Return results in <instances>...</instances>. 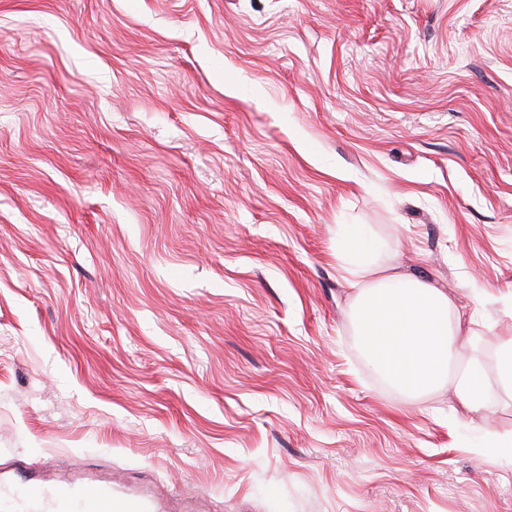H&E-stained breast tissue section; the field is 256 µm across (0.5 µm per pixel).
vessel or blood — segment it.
Returning <instances> with one entry per match:
<instances>
[{
    "mask_svg": "<svg viewBox=\"0 0 512 512\" xmlns=\"http://www.w3.org/2000/svg\"><path fill=\"white\" fill-rule=\"evenodd\" d=\"M0 512H157V507L109 481L21 480L0 471Z\"/></svg>",
    "mask_w": 512,
    "mask_h": 512,
    "instance_id": "b4317fda",
    "label": "vessel or blood"
}]
</instances>
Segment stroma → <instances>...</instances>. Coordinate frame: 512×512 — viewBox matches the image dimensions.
Returning <instances> with one entry per match:
<instances>
[{
  "label": "stroma",
  "mask_w": 512,
  "mask_h": 512,
  "mask_svg": "<svg viewBox=\"0 0 512 512\" xmlns=\"http://www.w3.org/2000/svg\"><path fill=\"white\" fill-rule=\"evenodd\" d=\"M346 225L453 296L485 409L371 367ZM511 337L512 0H0V465L512 512Z\"/></svg>",
  "instance_id": "stroma-1"
}]
</instances>
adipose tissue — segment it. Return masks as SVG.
Returning a JSON list of instances; mask_svg holds the SVG:
<instances>
[{"label":"adipose tissue","mask_w":512,"mask_h":512,"mask_svg":"<svg viewBox=\"0 0 512 512\" xmlns=\"http://www.w3.org/2000/svg\"><path fill=\"white\" fill-rule=\"evenodd\" d=\"M352 309L363 345L382 374L414 395L451 385L469 410L483 408L485 378L474 360L461 361L463 326L453 299L430 282L385 273L364 259L370 244L357 229L345 230Z\"/></svg>","instance_id":"obj_1"}]
</instances>
